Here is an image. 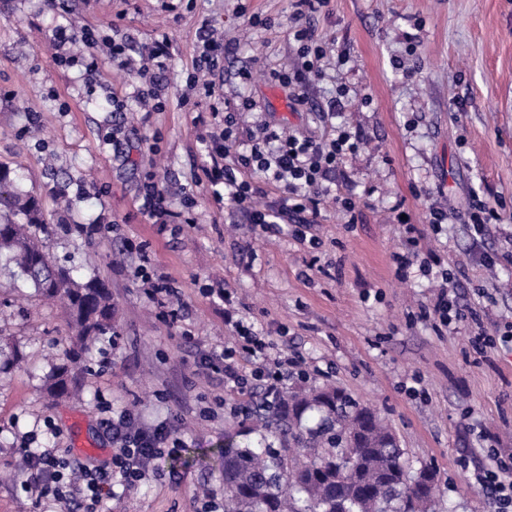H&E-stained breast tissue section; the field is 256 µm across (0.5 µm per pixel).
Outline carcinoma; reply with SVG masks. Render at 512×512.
I'll return each mask as SVG.
<instances>
[{"instance_id": "carcinoma-1", "label": "carcinoma", "mask_w": 512, "mask_h": 512, "mask_svg": "<svg viewBox=\"0 0 512 512\" xmlns=\"http://www.w3.org/2000/svg\"><path fill=\"white\" fill-rule=\"evenodd\" d=\"M44 227L32 196L0 169V252L11 255L35 291L61 296L80 358L112 328V291L97 276H77L52 265L37 237ZM48 390L68 392L67 369L58 365ZM224 436V512H429L435 491H420L422 467L410 473L396 434L346 390L281 392L270 410Z\"/></svg>"}]
</instances>
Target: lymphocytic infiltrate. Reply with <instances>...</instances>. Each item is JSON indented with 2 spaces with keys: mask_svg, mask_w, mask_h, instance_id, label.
I'll use <instances>...</instances> for the list:
<instances>
[{
  "mask_svg": "<svg viewBox=\"0 0 512 512\" xmlns=\"http://www.w3.org/2000/svg\"><path fill=\"white\" fill-rule=\"evenodd\" d=\"M327 4L328 0H297L288 34L298 44L300 63L291 69L268 70L270 81L287 89L288 98L296 107L307 104L312 81L326 76L328 45L316 38L311 18ZM253 109L252 101L246 97L225 101L219 129L207 137L210 164L204 172L214 188L213 196L217 201L230 202L263 232L277 235L287 230L296 241H306V227L315 223L322 199L333 193L332 173L346 155L356 152L360 138L346 126L335 125L336 108L332 105L316 116L318 122L332 127L334 135L330 138L316 137L307 130L287 132L267 123L240 130L238 113ZM270 186L276 190L271 199L266 196ZM139 260L137 273L144 296L161 318L177 323L181 311L175 306L177 291L169 277L152 267L147 253H140ZM441 279L444 286L435 306L440 323L448 328L468 321L480 338L489 339L483 320L470 307L449 297L446 285L453 282V274L442 273ZM233 327L239 346L195 361L194 372L223 373L225 384L231 388L251 392L260 402L270 403L283 391L289 374H303L304 361L275 352L272 342L242 321H235ZM240 352L255 364L251 375L239 371L235 357ZM103 425L111 431L116 446L109 466L78 469L65 450L26 448L22 451L28 474L26 487L35 489L39 499L67 504L70 512H96L103 500L112 497L113 479H120L127 488L137 486L148 473V462L162 456L172 439V430L164 423L150 431L133 428L128 412L104 419ZM470 482L496 502L498 512H512L511 466L492 461L489 467L474 472Z\"/></svg>",
  "mask_w": 512,
  "mask_h": 512,
  "instance_id": "1",
  "label": "lymphocytic infiltrate"
}]
</instances>
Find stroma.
Masks as SVG:
<instances>
[{
	"mask_svg": "<svg viewBox=\"0 0 512 512\" xmlns=\"http://www.w3.org/2000/svg\"><path fill=\"white\" fill-rule=\"evenodd\" d=\"M69 6L63 16L49 0H0V168L37 198L47 226L39 239L50 259L109 283L111 363L73 371L79 397L49 398L44 378L51 364L67 360L63 310L0 257V338L20 357L16 365L0 357V512H67L22 488L23 436L37 432L39 445L101 465L114 450L102 421L125 409L141 428L164 422L184 433L186 445L154 460L145 481L113 499L112 512H193L195 500L223 501L216 450L234 429L232 407L251 399L225 391L221 375H192L191 366L233 343L228 308L313 366L308 381L290 378V388L332 384L375 409L395 431L410 471L436 472L439 512H493L466 475L488 465L487 449L512 455V342L482 349L469 324L441 326L435 283L419 264L429 257L434 270L462 269V302L486 327L512 323V0H330L312 25L341 60L295 110L273 100L267 80L269 66L298 63L288 40L295 0ZM253 13L268 26L249 29ZM206 20L227 48L223 78L210 94L189 80ZM60 26L136 47L167 34L171 55L156 78L166 110L142 122L137 94L154 78L140 74L139 62L121 68L103 55L91 78L65 63L53 40ZM244 67L251 81L242 87L236 74ZM340 86L348 94L336 120L364 142L332 181L356 207L322 206L310 228L318 247L262 233L233 206L215 202L208 182H194L208 161L200 138L211 130L197 118L214 98L245 92L259 105L250 121L319 136L313 114ZM116 98L127 103L119 117ZM155 172L171 210H181L184 191H193L191 223L161 229L140 212V189ZM480 203L501 216L485 237L487 250L502 255L492 270L479 261L465 225L445 224L437 236L424 230L430 210ZM403 214L424 235L401 278L393 256L407 251ZM93 224L112 230L93 234ZM130 242L145 245L153 267L171 276L185 305L182 321L168 325L145 299ZM212 284L230 291L231 306L205 295Z\"/></svg>",
	"mask_w": 512,
	"mask_h": 512,
	"instance_id": "stroma-1",
	"label": "stroma"
}]
</instances>
